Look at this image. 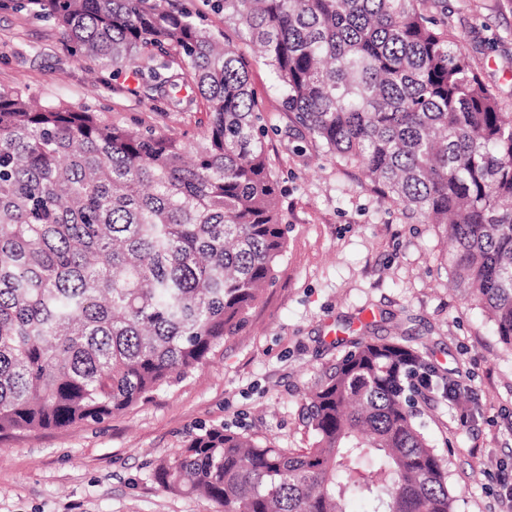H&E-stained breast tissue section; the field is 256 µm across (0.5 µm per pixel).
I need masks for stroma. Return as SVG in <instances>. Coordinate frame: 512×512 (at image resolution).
<instances>
[{
  "label": "stroma",
  "instance_id": "stroma-1",
  "mask_svg": "<svg viewBox=\"0 0 512 512\" xmlns=\"http://www.w3.org/2000/svg\"><path fill=\"white\" fill-rule=\"evenodd\" d=\"M432 13L512 112V0H434ZM250 82L288 226L275 283L242 333L148 401L100 423L0 440V512H220L206 498L159 487L157 461L210 426L305 447L304 393L352 342L387 336L417 348L437 376L473 397L462 407L439 396L425 406V433L447 461L456 512H512L497 496L498 477L512 480V347L450 289L442 228L317 148L263 62H254ZM14 87L184 140L205 120L202 106H175L133 72L116 80L71 56L51 23L0 11V88Z\"/></svg>",
  "mask_w": 512,
  "mask_h": 512
}]
</instances>
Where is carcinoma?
<instances>
[{
	"label": "carcinoma",
	"instance_id": "carcinoma-1",
	"mask_svg": "<svg viewBox=\"0 0 512 512\" xmlns=\"http://www.w3.org/2000/svg\"><path fill=\"white\" fill-rule=\"evenodd\" d=\"M10 2L81 60L190 89L206 122L184 142L0 90L1 437L148 400L275 282L287 231L241 43L316 144L443 228L455 290L512 348V113L429 0H213L234 40L171 0ZM424 367L398 339L355 342L304 394L306 447L204 427L154 479L224 512H454Z\"/></svg>",
	"mask_w": 512,
	"mask_h": 512
}]
</instances>
